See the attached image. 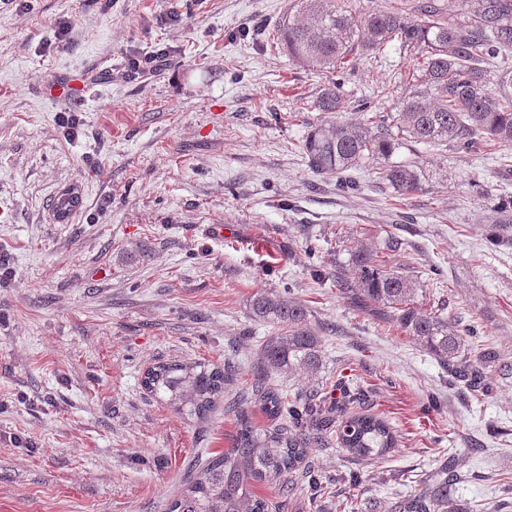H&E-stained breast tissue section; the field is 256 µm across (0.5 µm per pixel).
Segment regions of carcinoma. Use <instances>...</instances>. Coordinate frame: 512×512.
Returning <instances> with one entry per match:
<instances>
[{
	"instance_id": "carcinoma-1",
	"label": "carcinoma",
	"mask_w": 512,
	"mask_h": 512,
	"mask_svg": "<svg viewBox=\"0 0 512 512\" xmlns=\"http://www.w3.org/2000/svg\"><path fill=\"white\" fill-rule=\"evenodd\" d=\"M460 19H434V0H424L416 21L394 7L379 9L362 20L351 6L338 0H296L298 19L280 28L289 57L299 66L334 73L359 52L397 42L414 54L412 86L397 102L395 124L332 122L306 137L303 151L310 170L336 176L337 189L357 187L350 172L365 161L382 160L379 181L394 192L410 194L419 187L416 168L388 158L404 141L446 143L470 152L512 144V70L494 76L487 64L512 49V0H462ZM340 82L325 89L318 101L322 112L342 107ZM357 287L336 278V288L356 295L366 309L386 308L430 354L468 375L472 364L461 355L462 338L456 326L438 313L414 305L416 282L404 273L373 262L362 248L352 257ZM255 317L279 330L262 350L264 365L292 373L319 365L321 337L309 327L308 311L300 303L272 292L257 294L251 305ZM232 381L228 368L206 362H159L142 380L155 401L200 420L224 397ZM253 395L273 417L285 423L272 430L255 429L246 412L251 403L242 396L228 405L236 412L238 429L232 447L209 459L181 484L167 512H269L271 504L255 489L267 487L288 497L294 490L300 464L311 449L325 441L330 420L322 417L323 389L292 400L272 388L255 386ZM336 444L349 454L382 459L397 445L390 424L367 411L343 415ZM397 512H466L451 494L448 475L440 472L423 482L419 491L399 502Z\"/></svg>"
}]
</instances>
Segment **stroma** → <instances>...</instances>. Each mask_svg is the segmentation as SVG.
<instances>
[{"label": "stroma", "instance_id": "1", "mask_svg": "<svg viewBox=\"0 0 512 512\" xmlns=\"http://www.w3.org/2000/svg\"><path fill=\"white\" fill-rule=\"evenodd\" d=\"M290 5L0 0V512H166L183 476L230 448L227 400L259 382L289 397L321 385L331 404L359 386L398 439L377 462L332 439L313 449L316 481L287 512H394L445 467L467 512H512V224L497 221L512 146L405 145L393 159L423 171L417 191L385 188L372 162L337 191L305 137L365 120L362 98L393 122L413 59L395 43L351 57L341 111H319L329 74L293 64L277 35ZM161 49V71L137 69ZM62 74L73 96H46ZM69 186L81 203L60 222ZM362 246L408 271L424 311L471 329L481 383L337 290ZM261 291L308 309L315 371L263 367L275 329L251 312ZM173 360L234 367L207 419L143 389Z\"/></svg>", "mask_w": 512, "mask_h": 512}]
</instances>
